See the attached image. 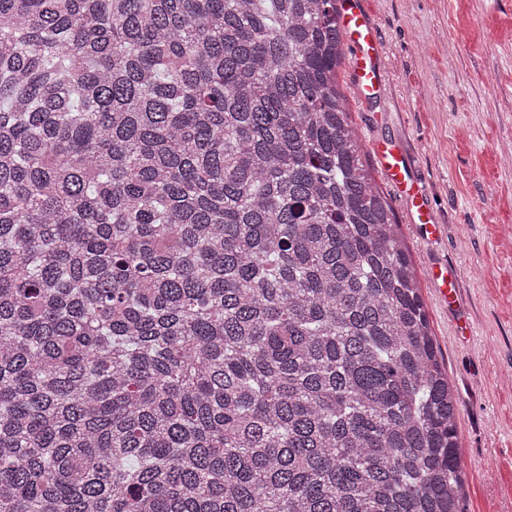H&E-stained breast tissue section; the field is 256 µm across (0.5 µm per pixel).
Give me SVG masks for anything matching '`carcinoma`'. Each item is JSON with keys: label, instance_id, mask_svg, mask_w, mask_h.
<instances>
[{"label": "carcinoma", "instance_id": "cac0c4a2", "mask_svg": "<svg viewBox=\"0 0 512 512\" xmlns=\"http://www.w3.org/2000/svg\"><path fill=\"white\" fill-rule=\"evenodd\" d=\"M336 14L0 0V512H463Z\"/></svg>", "mask_w": 512, "mask_h": 512}]
</instances>
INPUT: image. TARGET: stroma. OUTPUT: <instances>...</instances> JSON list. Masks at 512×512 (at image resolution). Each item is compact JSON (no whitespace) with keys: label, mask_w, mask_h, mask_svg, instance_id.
I'll return each instance as SVG.
<instances>
[{"label":"stroma","mask_w":512,"mask_h":512,"mask_svg":"<svg viewBox=\"0 0 512 512\" xmlns=\"http://www.w3.org/2000/svg\"><path fill=\"white\" fill-rule=\"evenodd\" d=\"M364 2L384 82L365 102L340 78L365 147L403 148L440 226L423 240L392 196L459 398L464 510L512 512V0ZM436 263L459 271L454 306L429 280Z\"/></svg>","instance_id":"1"}]
</instances>
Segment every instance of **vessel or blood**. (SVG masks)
Returning <instances> with one entry per match:
<instances>
[{"instance_id":"vessel-or-blood-1","label":"vessel or blood","mask_w":512,"mask_h":512,"mask_svg":"<svg viewBox=\"0 0 512 512\" xmlns=\"http://www.w3.org/2000/svg\"><path fill=\"white\" fill-rule=\"evenodd\" d=\"M338 23L351 50L349 67L356 85L364 99H371L384 78L374 23L360 0H339ZM376 155L384 177L407 199L412 223L420 227L425 238H435L438 226L432 220L426 198L414 186L406 157L386 142L378 143ZM431 278L445 303H453L457 271L436 265L431 269Z\"/></svg>"}]
</instances>
